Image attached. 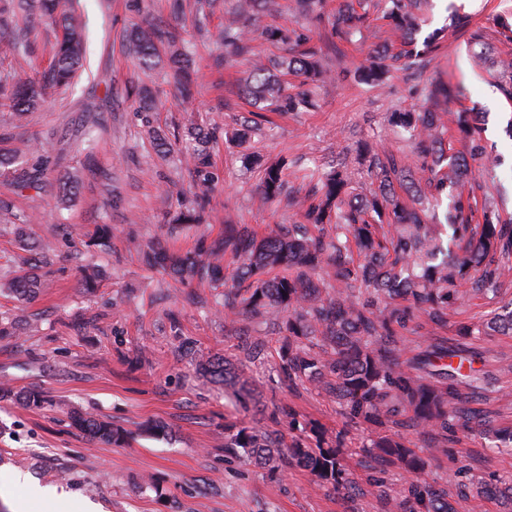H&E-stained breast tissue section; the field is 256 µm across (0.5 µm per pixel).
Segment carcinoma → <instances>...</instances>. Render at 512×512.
<instances>
[{
    "label": "carcinoma",
    "mask_w": 512,
    "mask_h": 512,
    "mask_svg": "<svg viewBox=\"0 0 512 512\" xmlns=\"http://www.w3.org/2000/svg\"><path fill=\"white\" fill-rule=\"evenodd\" d=\"M295 11L305 19H321L322 0H294ZM423 0H382V18L402 33L403 49L396 54L385 45L354 70L365 84L380 85L391 70L415 74L428 66L442 35L436 31L417 43L419 12ZM371 0H348L325 34L329 41L347 40L368 25ZM278 0H238L232 17L224 22L218 41L238 55L252 52L248 34L262 29L265 39L280 45L284 55L254 65L243 95L253 101L251 115L258 125L265 112H298L317 107L306 87L324 79L321 47L307 28L261 26L276 13ZM46 25L54 32L51 62L33 79L19 80L14 70H0V108L23 120L37 110L49 92L71 87L86 58L85 26L72 0H8L0 8V41L7 40L13 54L32 60L37 50L36 30ZM454 32L469 33L471 58L482 64L498 88L512 100V61L499 60L484 29L472 28L466 17H452ZM127 53L145 69L166 61L175 79L188 80L192 57L181 33L174 27L136 26L124 36ZM292 75L299 85L287 87L280 75ZM389 122L412 133L421 163L408 164L394 156L372 163L377 187L368 194L354 192L352 174L342 167L318 168L304 175L306 195L286 197L287 206L302 209L303 222L278 225L259 238L241 224L224 225V236L198 239L195 251L172 250L166 240L154 238L137 245L142 263L161 269L184 283L211 281L232 285L224 290V317L239 331L251 317L274 316L280 320L285 341L279 350V369L294 385L312 382L331 393L347 423L362 425L373 449L369 480L371 490L349 480V447L344 436L331 437L314 421L300 423L290 408L273 410L271 419L288 417L291 440L276 430L229 421L224 425V448L274 470L295 463L313 476L315 484L349 500V492L375 495L386 501L388 512H456L450 489L457 496L497 494L512 512V484L493 488L470 476L462 464L448 473L447 485L436 487L421 478L426 460L393 429L413 427L431 437L435 449L445 451L448 438L471 430L477 414L469 404L489 391L494 377L483 366L477 343L486 336L512 333V302L493 310L479 324H459L455 337L433 339L426 349L401 361L400 332L419 311L438 325L458 313L464 294H496L503 278L512 274V217H503L487 197H478L482 186L473 184L475 165L488 158L481 127L474 113L461 108L443 121L436 111H396ZM196 149L184 159L200 180L192 204L177 212L170 232L199 225L209 209L208 164L211 134L194 125L188 129ZM463 143L454 150L452 140ZM32 153L31 145L0 152V173L14 175L20 190L39 189L42 170L16 168V156ZM259 192L267 199L281 194L284 162L261 165ZM430 197L450 199L447 223H430V208L414 202L421 185ZM37 223L32 211L20 210L9 199H0V224L19 236L21 253L14 257L15 275L0 282L29 300L46 287L36 270L48 264L49 245L30 238L25 228ZM112 225L100 224L89 245L105 247ZM282 267L283 276H269ZM200 369L222 386L243 378V366L224 357H208ZM71 425L90 440L112 445L123 440L112 423L92 415L74 413ZM488 448L512 452V431L482 428ZM396 467L413 476L408 485L390 493L380 474Z\"/></svg>",
    "instance_id": "1"
}]
</instances>
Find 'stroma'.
Wrapping results in <instances>:
<instances>
[{
    "label": "stroma",
    "mask_w": 512,
    "mask_h": 512,
    "mask_svg": "<svg viewBox=\"0 0 512 512\" xmlns=\"http://www.w3.org/2000/svg\"><path fill=\"white\" fill-rule=\"evenodd\" d=\"M236 2L221 0L200 30L194 25L196 2H187L186 38L195 68L190 98L178 96L167 68L143 71L122 48V36L133 25L170 21L169 0H79L89 25L85 68L73 86L49 98L17 129L0 109V134L10 131L15 141L41 146L23 157L22 165L45 171L38 192L16 193L11 178L0 177V198L39 212L41 220L30 233L51 247L43 293L29 301L0 294V325L9 329L0 336V384L13 392L0 399V484L16 473L25 479L0 495L8 512H54L58 497L67 512H387L373 495L346 502L326 494L304 469L274 473L225 453L226 417L265 428L273 424L267 416L236 414L225 406L223 388L196 370L200 358L213 355L245 362L259 403L294 408L329 433L344 432L354 480L362 485L370 476L362 465L366 432L346 425L335 399L316 385L291 387L282 381L283 337L274 319L247 321V335H235L217 314L221 288L198 281L183 285L164 271L147 269L135 246L165 231L171 214L190 197L191 177L182 162L194 146L188 124L215 134L208 164L213 190L202 228L182 231L170 242L182 253L195 250L199 235L218 237L228 224H246L261 234L275 224L301 222L298 208L262 197L261 172L245 163V155L285 159L284 190L297 196L307 189L303 176L310 169L341 165L359 172L358 150L364 145L382 157L416 160L410 132L391 126L388 115L430 108L428 91L435 83L457 88L449 109L484 112L483 142L501 163L480 171L478 179L502 213L512 215V137L506 132L512 101L493 94L486 73L471 63L464 35L454 32L419 78L396 71L379 87L355 81L349 70L392 39L388 27L375 21L352 42H322L326 77L315 90L316 111L272 114L244 144L229 143L248 117L240 87L253 59L277 52L256 32L250 60L216 42ZM452 6L489 29L496 14L512 9V0H428L421 35L445 25ZM142 86L150 89L156 112H138L131 92ZM101 100L110 105L107 128L96 142H81L76 130L86 106ZM148 121L165 132L171 144L167 157L158 156L146 137ZM67 174L79 187L72 201L61 205L55 179ZM99 224L113 228L103 252L85 245L87 233ZM84 264L107 272L91 293L75 285ZM495 302L465 299L444 327L416 315L415 330L401 336L403 358L424 348L427 339L452 338L457 324L479 322ZM483 347L497 391L477 407L494 426L512 428V335L486 337ZM33 388L49 407L20 403V395ZM74 411L111 421L125 433V444L90 441L71 426ZM402 434L426 457L423 477L431 484L444 485L461 464L494 484L512 479V454L490 451L479 435L458 434L443 454L412 429Z\"/></svg>",
    "instance_id": "obj_1"
}]
</instances>
